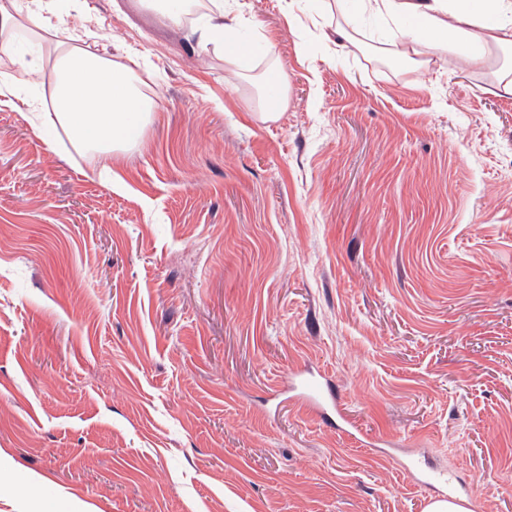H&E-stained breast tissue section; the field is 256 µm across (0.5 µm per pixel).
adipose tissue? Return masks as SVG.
<instances>
[{
  "instance_id": "1",
  "label": "adipose tissue",
  "mask_w": 512,
  "mask_h": 512,
  "mask_svg": "<svg viewBox=\"0 0 512 512\" xmlns=\"http://www.w3.org/2000/svg\"><path fill=\"white\" fill-rule=\"evenodd\" d=\"M211 2L200 17L208 42L225 59L243 56L247 47L237 37V18L229 17L224 0ZM336 2L342 40L351 41L357 14L383 17L395 27L389 41L393 53L419 69L457 60L482 70L499 51L512 50V0H357L353 13L344 10L345 0ZM67 27L55 0H0V36L21 32L39 47L15 59L17 73L34 84L53 77L47 127L63 128L82 150L106 162L114 149L140 136L152 101L130 68L81 45L52 42V35Z\"/></svg>"
}]
</instances>
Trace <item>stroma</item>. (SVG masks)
I'll list each match as a JSON object with an SVG mask.
<instances>
[{"instance_id":"obj_1","label":"stroma","mask_w":512,"mask_h":512,"mask_svg":"<svg viewBox=\"0 0 512 512\" xmlns=\"http://www.w3.org/2000/svg\"><path fill=\"white\" fill-rule=\"evenodd\" d=\"M65 4L154 106L105 177L0 65V512H425L424 460L512 512V93L391 61L378 19L336 44L325 0H236L264 52L230 62ZM276 70L275 68L269 69V72L260 81L257 109L264 119L277 118L288 105L286 86L280 83ZM299 387L303 392L302 396L307 406L323 418L327 415L324 411L327 402L330 401L337 405V397L334 390L328 384L324 385L320 380L303 378L299 381Z\"/></svg>"}]
</instances>
